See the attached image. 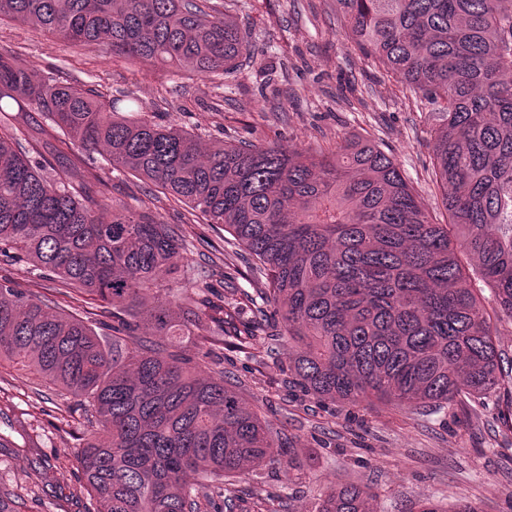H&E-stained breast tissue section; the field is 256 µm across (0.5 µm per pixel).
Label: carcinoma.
Listing matches in <instances>:
<instances>
[{"instance_id":"obj_1","label":"carcinoma","mask_w":512,"mask_h":512,"mask_svg":"<svg viewBox=\"0 0 512 512\" xmlns=\"http://www.w3.org/2000/svg\"><path fill=\"white\" fill-rule=\"evenodd\" d=\"M341 24L396 81L438 107V224L392 156L344 136L313 154L196 137L126 95L37 77L0 54V260L86 296L96 322L0 278V361L80 398L94 429L79 464L94 512H201L240 475L287 455L281 432L224 382L215 345L288 337V383L319 402L419 410L494 394L497 328L512 321V0H336ZM102 43L141 66L207 80L257 58L210 0H0V20ZM101 151L224 227L268 288L200 293L173 263L177 228L121 201L52 143ZM206 342L192 359L170 347ZM351 481L315 512H377Z\"/></svg>"}]
</instances>
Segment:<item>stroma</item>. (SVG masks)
Returning a JSON list of instances; mask_svg holds the SVG:
<instances>
[{
	"label": "stroma",
	"instance_id": "obj_1",
	"mask_svg": "<svg viewBox=\"0 0 512 512\" xmlns=\"http://www.w3.org/2000/svg\"><path fill=\"white\" fill-rule=\"evenodd\" d=\"M236 17L258 55L233 73L203 80L166 68L141 69L99 47H72L28 26L0 22V51L36 75L88 85L103 96L133 94L146 117L197 136L203 150L224 143L289 145L329 152L350 134L374 140L397 164L439 223L447 215L430 177L429 104L387 77L381 63L345 30L336 0H212ZM97 172L113 199L176 224L188 244L179 267L233 274L254 290L243 254L224 231L104 157ZM16 287L82 313V297L59 296L57 282L32 265L0 264ZM224 375L242 399L281 429L291 462L249 473L229 494L233 512H315L338 484L354 481L376 496L378 512H412L429 499L446 512L469 502L480 512H512V430L502 395L466 398L418 414L382 403L324 406L288 385V351L260 341L252 353L224 349ZM90 426L77 398L0 362V486L23 512H92L77 462Z\"/></svg>",
	"mask_w": 512,
	"mask_h": 512
}]
</instances>
